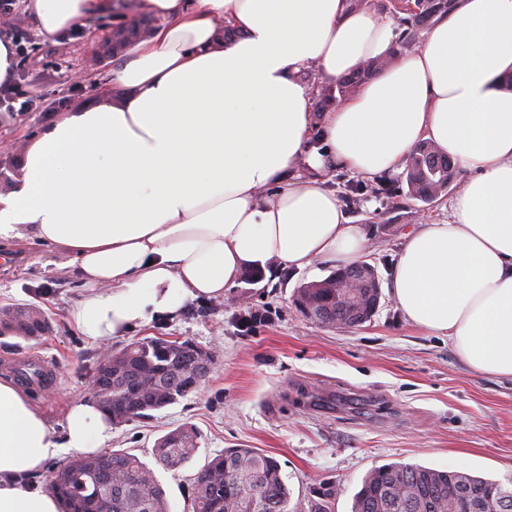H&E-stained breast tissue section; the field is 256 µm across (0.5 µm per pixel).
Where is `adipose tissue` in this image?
<instances>
[{
	"mask_svg": "<svg viewBox=\"0 0 512 512\" xmlns=\"http://www.w3.org/2000/svg\"><path fill=\"white\" fill-rule=\"evenodd\" d=\"M112 7L27 0L47 36ZM136 9L160 24L120 54L111 95L31 140L0 194V239L26 227L81 282L72 320L82 336L108 347L190 302L223 299L270 261L355 264L366 233L330 188L332 172L396 173L427 141L467 177L448 221L406 235L390 294L466 367L512 377V0H455L404 54L392 20L347 0H136ZM228 25L238 32L229 42ZM376 58L391 64L313 112L300 71L337 80ZM111 440L93 398L68 408L59 433L0 379V512H60L28 476Z\"/></svg>",
	"mask_w": 512,
	"mask_h": 512,
	"instance_id": "ef3b65f1",
	"label": "adipose tissue"
}]
</instances>
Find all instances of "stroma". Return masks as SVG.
<instances>
[{"label":"stroma","instance_id":"1","mask_svg":"<svg viewBox=\"0 0 512 512\" xmlns=\"http://www.w3.org/2000/svg\"><path fill=\"white\" fill-rule=\"evenodd\" d=\"M119 19L90 17L85 26L48 39L27 10L10 15L22 51L13 82L19 112H0V192L8 191L30 139L73 107L111 93L114 59L106 50ZM450 195L404 202L382 212L362 194L348 213L366 230L364 260L382 281L407 233L419 221H444ZM51 245L33 235L0 248V307L36 304L50 331L39 341L0 335V377L16 363L44 357L50 381L31 396L47 421L62 428L73 401L87 396L101 349L75 329L71 312L83 288ZM332 271L271 265L257 283L238 282L223 301H194L175 319L131 330L125 341L165 336L193 340L218 364L196 392L151 416L114 427L111 449L150 460L156 441L195 427L199 452L173 471L156 468L172 512H185L187 485L207 457L227 448L272 456L290 489V512H310L318 491L333 488L331 512H351L365 474L389 463L464 470L512 482V378L474 372L447 337L408 323L390 295L370 322L341 328L313 322L293 303L298 287Z\"/></svg>","mask_w":512,"mask_h":512}]
</instances>
